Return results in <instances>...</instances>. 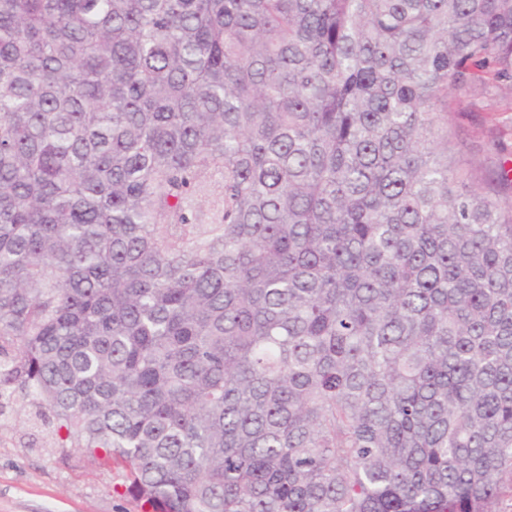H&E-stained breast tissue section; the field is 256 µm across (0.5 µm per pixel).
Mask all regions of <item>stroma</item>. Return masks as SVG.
<instances>
[{
  "label": "stroma",
  "instance_id": "1",
  "mask_svg": "<svg viewBox=\"0 0 512 512\" xmlns=\"http://www.w3.org/2000/svg\"><path fill=\"white\" fill-rule=\"evenodd\" d=\"M450 153L495 181L502 158L512 156V85L497 83L462 97L449 116ZM30 424L0 423V512H144L122 494L121 467H100L76 448L60 452L33 441Z\"/></svg>",
  "mask_w": 512,
  "mask_h": 512
}]
</instances>
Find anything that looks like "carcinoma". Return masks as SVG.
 Returning a JSON list of instances; mask_svg holds the SVG:
<instances>
[{
    "instance_id": "carcinoma-1",
    "label": "carcinoma",
    "mask_w": 512,
    "mask_h": 512,
    "mask_svg": "<svg viewBox=\"0 0 512 512\" xmlns=\"http://www.w3.org/2000/svg\"><path fill=\"white\" fill-rule=\"evenodd\" d=\"M501 81L512 0H0V402L152 512H499ZM448 123L450 154L496 182L500 160L512 158V85L497 83L461 98Z\"/></svg>"
}]
</instances>
